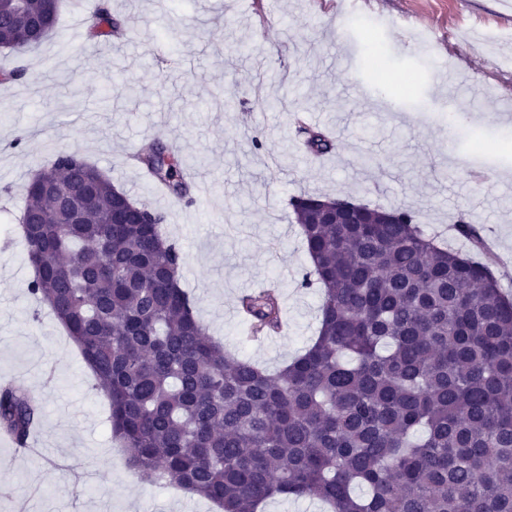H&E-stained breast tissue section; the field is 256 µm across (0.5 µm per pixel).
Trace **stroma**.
Here are the masks:
<instances>
[{"label":"stroma","mask_w":512,"mask_h":512,"mask_svg":"<svg viewBox=\"0 0 512 512\" xmlns=\"http://www.w3.org/2000/svg\"><path fill=\"white\" fill-rule=\"evenodd\" d=\"M109 0L121 32L78 42L83 0H63L36 49H0V222L18 224L27 181L63 149L155 208L156 187L130 156L174 144L193 200L166 211L181 284L225 348L274 371L314 338L318 288L291 197L349 198L413 211L425 231L471 218L495 246L512 294V0ZM337 147L297 152L298 117ZM21 232L0 230V384L19 378L42 405L39 454L0 445V512H217L130 467L109 406L47 306ZM281 296L285 327L246 338L240 295Z\"/></svg>","instance_id":"1"}]
</instances>
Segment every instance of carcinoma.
<instances>
[{"label":"carcinoma","instance_id":"1","mask_svg":"<svg viewBox=\"0 0 512 512\" xmlns=\"http://www.w3.org/2000/svg\"><path fill=\"white\" fill-rule=\"evenodd\" d=\"M23 10L48 25L14 22ZM54 0H0V43L28 52L53 31ZM122 23L102 4L93 34ZM315 156L334 149L304 129ZM135 159L179 201L192 202L183 161L158 140ZM85 196L71 204L26 187L24 236L39 270L29 290L66 330L110 402L112 437L150 480H165L222 512H261L278 497L317 499L331 512H512V298L491 264L487 237L461 219L470 253L430 238L409 209L351 201L289 200L322 293L318 335L277 372L226 350L181 287L182 254L165 215L133 201L75 150L39 172ZM145 211L154 224L113 223ZM253 336L277 333L278 293L243 295ZM39 405L25 387L0 389V430L24 445Z\"/></svg>","mask_w":512,"mask_h":512}]
</instances>
